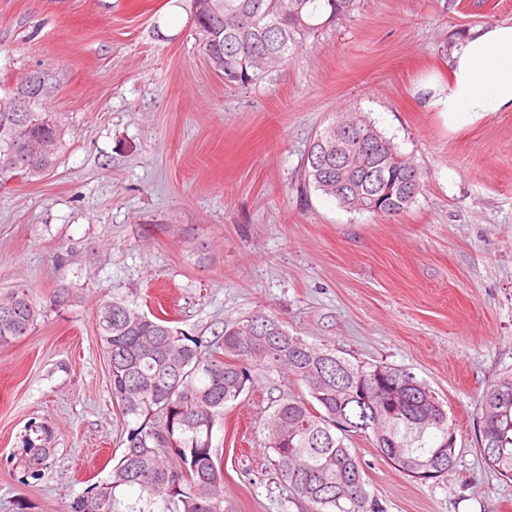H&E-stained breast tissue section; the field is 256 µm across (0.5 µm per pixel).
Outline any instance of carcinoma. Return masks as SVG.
<instances>
[{"label":"carcinoma","mask_w":512,"mask_h":512,"mask_svg":"<svg viewBox=\"0 0 512 512\" xmlns=\"http://www.w3.org/2000/svg\"><path fill=\"white\" fill-rule=\"evenodd\" d=\"M355 6L356 0H191L190 14L199 51L224 84L248 88ZM32 91L24 78L0 94V186L43 176L64 148V124L42 111L44 96L32 111H16ZM348 158L354 170L341 175L337 164ZM304 184L347 210L395 217L416 202L408 189L422 192L424 174L370 122L349 114L314 138ZM41 315L26 286L0 292V345L26 336ZM97 330L112 400L135 426L127 428L126 447L107 477L76 494L67 512H232L213 430L224 407L250 387L257 363L285 368L308 390V400H277L267 431L282 481L311 512H383L349 446L355 436L369 438L380 457L414 481L437 480L456 465L455 428L424 382L390 365H355L289 335L270 315L225 325L221 351L208 355L201 352L203 341L122 298L101 306ZM379 373L397 377L410 401L397 407L365 401L360 383L375 382ZM478 427L485 464L512 480V372L499 374L483 392ZM52 438L43 423L24 429L15 465L33 480L48 468ZM351 485L361 488L364 507L345 496Z\"/></svg>","instance_id":"obj_1"}]
</instances>
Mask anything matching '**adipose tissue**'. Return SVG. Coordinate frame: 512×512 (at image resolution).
Here are the masks:
<instances>
[{
	"label": "adipose tissue",
	"instance_id": "adipose-tissue-1",
	"mask_svg": "<svg viewBox=\"0 0 512 512\" xmlns=\"http://www.w3.org/2000/svg\"><path fill=\"white\" fill-rule=\"evenodd\" d=\"M425 108L456 130L493 112H512V21L488 24L455 45L446 81L418 87Z\"/></svg>",
	"mask_w": 512,
	"mask_h": 512
}]
</instances>
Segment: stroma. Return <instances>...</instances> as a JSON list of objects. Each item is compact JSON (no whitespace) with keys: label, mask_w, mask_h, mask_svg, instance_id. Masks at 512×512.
<instances>
[{"label":"stroma","mask_w":512,"mask_h":512,"mask_svg":"<svg viewBox=\"0 0 512 512\" xmlns=\"http://www.w3.org/2000/svg\"><path fill=\"white\" fill-rule=\"evenodd\" d=\"M512 20V0H357L256 87H227L195 47L190 0H0V85L37 66L66 146L52 172L0 188V289L43 313L0 346V512H66L106 477L127 431L95 313L123 297L221 346L261 310L352 363L413 373L456 429L455 469L427 482L351 446L384 512H512V480L477 443L479 395L512 369V112L452 132L418 84L448 77L457 42ZM357 112L425 175L394 218L300 193L316 133ZM213 446L235 512H308L279 480L265 421L307 397L252 369ZM49 425L41 480L10 459L29 421Z\"/></svg>","instance_id":"35a3bbf8"}]
</instances>
